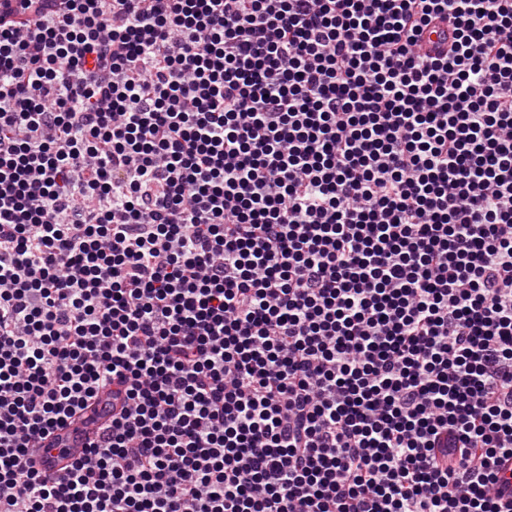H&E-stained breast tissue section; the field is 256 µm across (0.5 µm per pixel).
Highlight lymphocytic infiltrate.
Wrapping results in <instances>:
<instances>
[{
	"mask_svg": "<svg viewBox=\"0 0 512 512\" xmlns=\"http://www.w3.org/2000/svg\"><path fill=\"white\" fill-rule=\"evenodd\" d=\"M25 2L0 512H507L512 0ZM98 422L90 417L56 429L43 443L51 445L50 451L43 450L40 456V470L45 474H55L70 461L79 457L88 438H92ZM63 450V452H62Z\"/></svg>",
	"mask_w": 512,
	"mask_h": 512,
	"instance_id": "f902f5d3",
	"label": "lymphocytic infiltrate"
}]
</instances>
